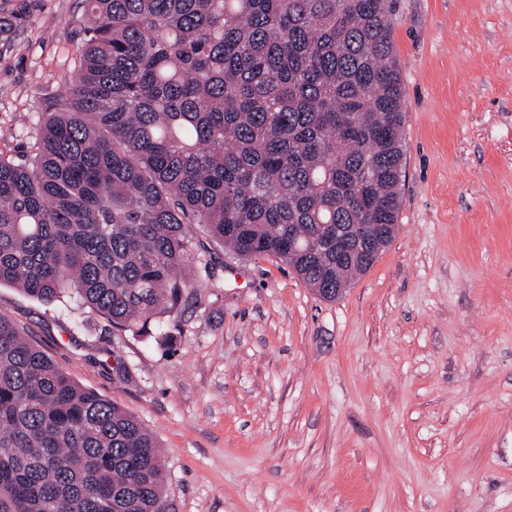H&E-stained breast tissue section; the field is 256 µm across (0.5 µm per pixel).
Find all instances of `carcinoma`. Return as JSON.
I'll use <instances>...</instances> for the list:
<instances>
[{
	"instance_id": "cac0c4a2",
	"label": "carcinoma",
	"mask_w": 512,
	"mask_h": 512,
	"mask_svg": "<svg viewBox=\"0 0 512 512\" xmlns=\"http://www.w3.org/2000/svg\"><path fill=\"white\" fill-rule=\"evenodd\" d=\"M82 2L36 152L0 155V285L164 339L200 287L192 224L325 300L371 267L404 169L395 0ZM164 478L147 426L0 317V512H156Z\"/></svg>"
}]
</instances>
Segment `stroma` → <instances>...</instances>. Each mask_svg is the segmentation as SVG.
<instances>
[{"label":"stroma","instance_id":"1","mask_svg":"<svg viewBox=\"0 0 512 512\" xmlns=\"http://www.w3.org/2000/svg\"><path fill=\"white\" fill-rule=\"evenodd\" d=\"M81 0H0V155L78 64ZM395 236L336 300L204 225L167 339L0 286V315L155 434L166 512H512V0H396Z\"/></svg>","mask_w":512,"mask_h":512}]
</instances>
